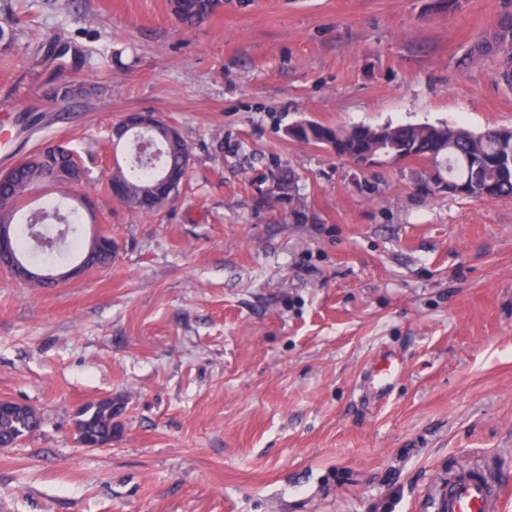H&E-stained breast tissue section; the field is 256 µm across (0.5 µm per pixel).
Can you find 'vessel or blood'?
<instances>
[{"label": "vessel or blood", "mask_w": 512, "mask_h": 512, "mask_svg": "<svg viewBox=\"0 0 512 512\" xmlns=\"http://www.w3.org/2000/svg\"><path fill=\"white\" fill-rule=\"evenodd\" d=\"M505 490L501 481L462 470L436 495V512H500Z\"/></svg>", "instance_id": "vessel-or-blood-1"}]
</instances>
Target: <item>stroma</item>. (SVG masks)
<instances>
[{
  "mask_svg": "<svg viewBox=\"0 0 512 512\" xmlns=\"http://www.w3.org/2000/svg\"><path fill=\"white\" fill-rule=\"evenodd\" d=\"M0 0V171L65 145L111 265L49 287L0 269V397L41 428L0 448V512H434L462 469L512 487V198L449 195L423 160L361 169L290 126L512 129L487 59L512 0ZM71 43L64 68L38 46ZM89 93L68 106L52 80ZM176 124L186 182L156 216L117 205L109 129ZM403 368L388 392L373 373ZM112 400V444L77 411ZM202 0H175L173 11L178 20L187 26H192L221 7V0H207L214 3H203Z\"/></svg>",
  "mask_w": 512,
  "mask_h": 512,
  "instance_id": "35a3bbf8",
  "label": "stroma"
}]
</instances>
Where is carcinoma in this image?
Here are the masks:
<instances>
[{"label": "carcinoma", "mask_w": 512, "mask_h": 512, "mask_svg": "<svg viewBox=\"0 0 512 512\" xmlns=\"http://www.w3.org/2000/svg\"><path fill=\"white\" fill-rule=\"evenodd\" d=\"M222 0L203 3L201 0H173V11L178 20L192 26L221 7ZM484 56L500 61L499 80L512 89V12L502 14L493 34L478 41L463 58L468 65ZM86 94L83 84L69 80L57 86L52 101L66 102ZM388 136L375 142L369 135L370 127H328L307 123L295 128L291 138L299 143L319 144L337 150L349 157H358L374 149L380 153L414 156L431 162L437 177L448 175V193L477 200L512 197V130L487 129L474 132L449 125L387 126ZM186 143L176 141L162 147L161 162L139 155L138 142L132 145V160L126 167L112 169L110 178L123 182L125 191L121 203L148 215H157L168 208L174 198L154 192L158 169L171 167L178 173L184 170ZM74 153L65 148L45 147L34 152L12 178L0 183V221L15 223L19 212L18 201L34 186L52 182V171L59 166L74 168ZM39 232L45 238L53 237L54 228L24 218L22 234L15 235V248L23 255L31 254L32 234ZM15 411L0 415V438L13 446L19 440L33 435L41 427V416L28 405L14 404ZM76 440L112 438V405L101 401L84 405L75 423Z\"/></svg>", "instance_id": "obj_1"}]
</instances>
